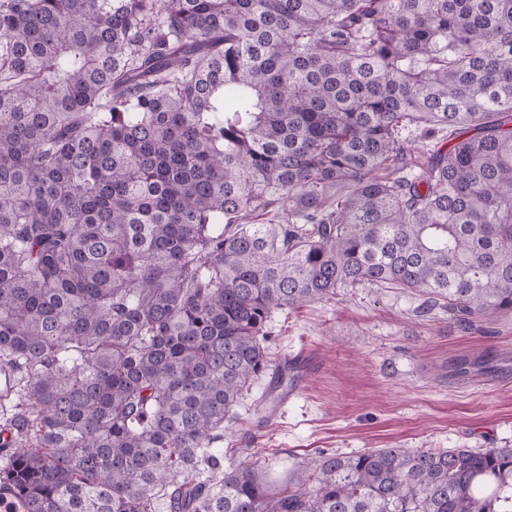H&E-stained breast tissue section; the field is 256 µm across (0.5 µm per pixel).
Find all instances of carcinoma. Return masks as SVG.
<instances>
[{
    "label": "carcinoma",
    "instance_id": "obj_1",
    "mask_svg": "<svg viewBox=\"0 0 512 512\" xmlns=\"http://www.w3.org/2000/svg\"><path fill=\"white\" fill-rule=\"evenodd\" d=\"M456 138L413 164L404 133ZM512 311V0H0V466L32 512H512V448L224 465L273 313Z\"/></svg>",
    "mask_w": 512,
    "mask_h": 512
}]
</instances>
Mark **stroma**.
I'll return each instance as SVG.
<instances>
[{"mask_svg": "<svg viewBox=\"0 0 512 512\" xmlns=\"http://www.w3.org/2000/svg\"><path fill=\"white\" fill-rule=\"evenodd\" d=\"M396 288H343L276 311L269 353L299 362L275 408L262 385L224 432L226 460H271L279 482L301 458L380 448H512V312L463 328Z\"/></svg>", "mask_w": 512, "mask_h": 512, "instance_id": "stroma-1", "label": "stroma"}]
</instances>
